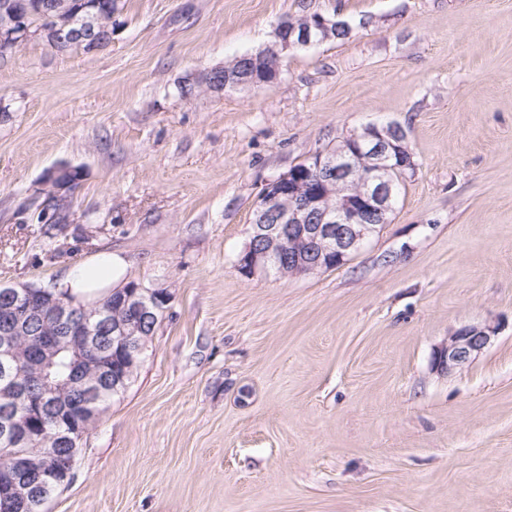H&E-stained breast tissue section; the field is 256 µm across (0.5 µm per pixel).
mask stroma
I'll return each instance as SVG.
<instances>
[{
  "mask_svg": "<svg viewBox=\"0 0 512 512\" xmlns=\"http://www.w3.org/2000/svg\"><path fill=\"white\" fill-rule=\"evenodd\" d=\"M304 6L348 36L181 95ZM0 104V284L110 251L171 296L47 512H512V0H118L103 50L1 61ZM372 123L416 169L371 244L243 274L265 184ZM59 165L81 173L61 219ZM485 322L491 345L437 371ZM496 330L491 323L467 325L456 330L440 351L438 366L450 373L469 364L490 344Z\"/></svg>",
  "mask_w": 512,
  "mask_h": 512,
  "instance_id": "obj_1",
  "label": "stroma"
}]
</instances>
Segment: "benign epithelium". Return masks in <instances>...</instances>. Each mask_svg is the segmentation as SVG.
Here are the masks:
<instances>
[{
	"instance_id": "benign-epithelium-1",
	"label": "benign epithelium",
	"mask_w": 512,
	"mask_h": 512,
	"mask_svg": "<svg viewBox=\"0 0 512 512\" xmlns=\"http://www.w3.org/2000/svg\"><path fill=\"white\" fill-rule=\"evenodd\" d=\"M86 15L70 10L67 0H44L37 9L26 12L9 2L0 5V59L12 54L24 42L39 38L53 50L64 53L78 44L87 52L104 49L112 40L109 13L97 10L96 0L85 5ZM345 25L316 13L302 19L290 17L274 29L273 39L258 54H244L234 65H220L182 82L198 95L221 94L228 88L250 89L277 79L281 66L296 49L328 40ZM273 62L272 75L261 78L251 68L255 57ZM350 147L336 146L319 151L298 167L269 181L255 206L256 224L251 242L238 257L239 269L247 276L291 271L310 275L334 268L366 247L380 226L389 222L397 199L399 166L394 159L411 155L404 130L396 125L370 124L353 132ZM77 171L60 166L50 170L45 183L58 190L54 194L62 202L60 190L77 183ZM294 241L297 248L288 253L265 247V244ZM12 301L16 322L30 321L31 300L42 292L29 289L3 291ZM169 301V294L145 289L131 281L114 296L125 312L123 318L99 309L92 315L79 314L73 304L63 298L52 301L55 326L82 338L83 345L93 347L100 330H105L120 343L137 335L132 322L144 323L155 317L158 300ZM496 335L491 323L467 325L448 336L440 351L438 366L450 372L462 368L479 356ZM46 469L59 482L74 478L73 470L48 457ZM30 496L27 481L16 477L10 485L0 486V497L19 504Z\"/></svg>"
}]
</instances>
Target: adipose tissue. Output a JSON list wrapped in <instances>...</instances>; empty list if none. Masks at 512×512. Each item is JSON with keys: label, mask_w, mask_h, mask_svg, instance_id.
Segmentation results:
<instances>
[{"label": "adipose tissue", "mask_w": 512, "mask_h": 512, "mask_svg": "<svg viewBox=\"0 0 512 512\" xmlns=\"http://www.w3.org/2000/svg\"><path fill=\"white\" fill-rule=\"evenodd\" d=\"M125 267V261L113 253H97L73 267L58 284L60 291L89 303L110 292Z\"/></svg>", "instance_id": "obj_1"}]
</instances>
